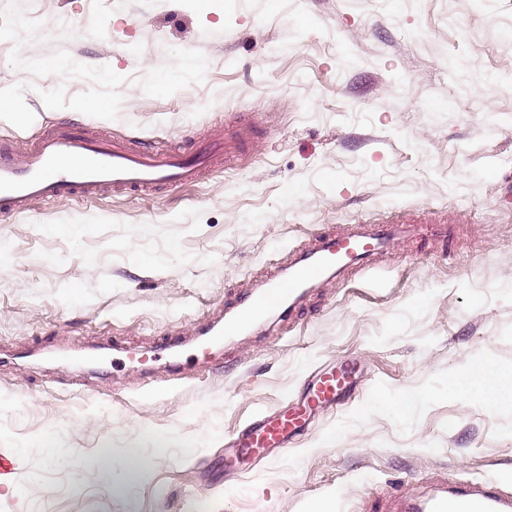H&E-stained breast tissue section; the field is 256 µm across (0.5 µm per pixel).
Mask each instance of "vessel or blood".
I'll list each match as a JSON object with an SVG mask.
<instances>
[{
    "label": "vessel or blood",
    "mask_w": 512,
    "mask_h": 512,
    "mask_svg": "<svg viewBox=\"0 0 512 512\" xmlns=\"http://www.w3.org/2000/svg\"><path fill=\"white\" fill-rule=\"evenodd\" d=\"M246 137L245 130L225 132L217 126L197 153H187L179 145L146 151L126 140L98 138L68 123H53L27 147L11 140L0 142V218L28 212L42 202L93 200L108 193H156L195 184L207 171L238 156ZM414 233L394 215L379 223L317 236L296 252L287 268L238 294L224 315L225 341L256 330L270 315L292 317L299 300L327 278L365 272ZM185 344L181 338L153 348L151 363L168 361L173 379L182 380V367L172 356ZM343 389L341 377L330 374L312 384L309 396L312 402L332 404ZM304 424L301 417L285 413L255 419L236 438L228 466L259 450L277 452L289 447ZM400 504L403 512H512V495L492 479L440 482L424 493L401 496Z\"/></svg>",
    "instance_id": "1"
}]
</instances>
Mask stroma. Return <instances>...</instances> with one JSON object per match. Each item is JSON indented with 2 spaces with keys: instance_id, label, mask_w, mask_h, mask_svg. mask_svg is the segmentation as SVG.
I'll return each mask as SVG.
<instances>
[{
  "instance_id": "35a3bbf8",
  "label": "stroma",
  "mask_w": 512,
  "mask_h": 512,
  "mask_svg": "<svg viewBox=\"0 0 512 512\" xmlns=\"http://www.w3.org/2000/svg\"><path fill=\"white\" fill-rule=\"evenodd\" d=\"M1 97L0 140L61 119L148 148L248 123L257 144L192 187L0 218V512H355L442 475L512 491V405L448 388L467 363L512 370V0H0ZM92 97L110 110L79 112ZM392 210L453 233L315 290L292 330L190 380L68 358L189 335L299 242ZM343 361L340 405L225 472L240 428Z\"/></svg>"
}]
</instances>
